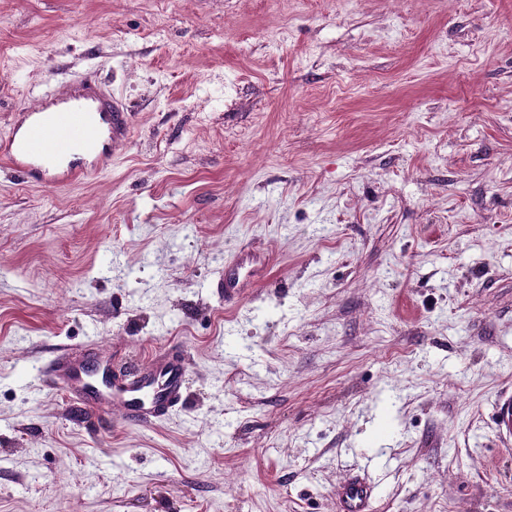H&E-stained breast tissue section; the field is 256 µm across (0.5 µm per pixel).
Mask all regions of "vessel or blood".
Here are the masks:
<instances>
[{"mask_svg": "<svg viewBox=\"0 0 512 512\" xmlns=\"http://www.w3.org/2000/svg\"><path fill=\"white\" fill-rule=\"evenodd\" d=\"M129 134L128 112L87 76L15 112L7 136L0 138V160L27 181L53 186L110 166ZM260 272L242 255L226 258L219 283L225 303L239 300ZM88 373L86 366L72 361L64 351L41 371L53 385L78 390L87 405L119 411L123 418L146 425L168 416L185 401L187 360L178 351L148 365L125 364L108 391L87 384ZM371 496L365 481H347L340 492L342 512H370Z\"/></svg>", "mask_w": 512, "mask_h": 512, "instance_id": "1", "label": "vessel or blood"}]
</instances>
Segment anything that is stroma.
Returning <instances> with one entry per match:
<instances>
[{
    "label": "stroma",
    "instance_id": "obj_1",
    "mask_svg": "<svg viewBox=\"0 0 512 512\" xmlns=\"http://www.w3.org/2000/svg\"><path fill=\"white\" fill-rule=\"evenodd\" d=\"M90 68L111 167L0 162V512H512V0H0V135ZM93 342L183 407L78 416L37 372ZM262 256V261L260 256L258 257V266L253 265L254 256H252V262H247V258L250 256L244 258L242 253L234 254L224 259V270L221 271L220 283L218 284V288H221L224 292V304L234 303L236 300L241 299L246 288H253V285L260 276V272L269 262L265 253ZM372 490L368 483L351 479L341 488L340 500L343 512H370Z\"/></svg>",
    "mask_w": 512,
    "mask_h": 512
}]
</instances>
